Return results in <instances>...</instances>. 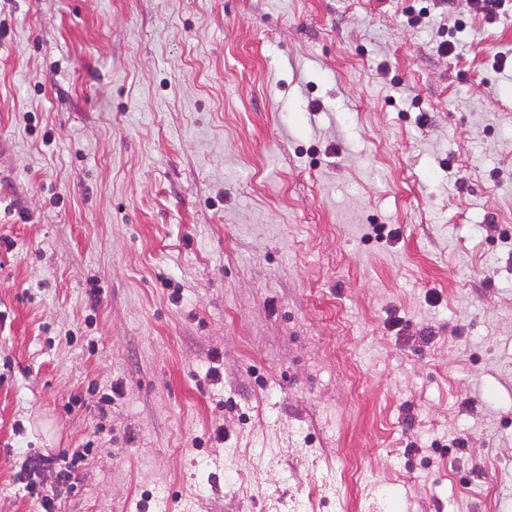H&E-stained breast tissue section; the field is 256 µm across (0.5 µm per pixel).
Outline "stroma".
Wrapping results in <instances>:
<instances>
[{"mask_svg": "<svg viewBox=\"0 0 512 512\" xmlns=\"http://www.w3.org/2000/svg\"><path fill=\"white\" fill-rule=\"evenodd\" d=\"M45 495L512 512V0H0V512Z\"/></svg>", "mask_w": 512, "mask_h": 512, "instance_id": "stroma-1", "label": "stroma"}]
</instances>
